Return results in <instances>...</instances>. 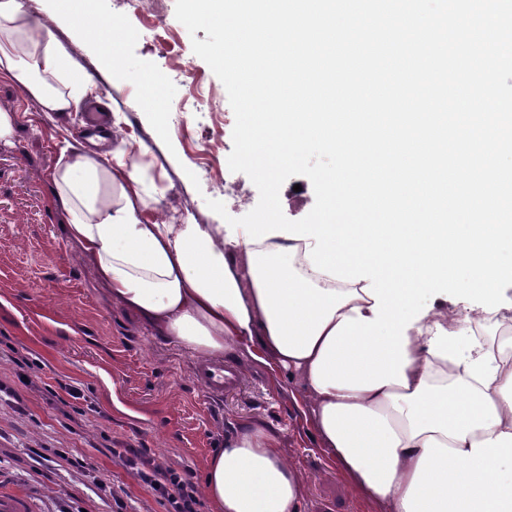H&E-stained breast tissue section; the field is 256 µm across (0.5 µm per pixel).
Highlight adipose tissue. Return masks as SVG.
I'll return each instance as SVG.
<instances>
[{
    "label": "adipose tissue",
    "instance_id": "adipose-tissue-1",
    "mask_svg": "<svg viewBox=\"0 0 512 512\" xmlns=\"http://www.w3.org/2000/svg\"><path fill=\"white\" fill-rule=\"evenodd\" d=\"M0 80L44 112L77 111L91 94L52 39L34 36L19 0H0ZM51 206L100 283L132 314L192 355L236 352L298 379L300 407L344 477L386 512H512V308L434 305L407 331L406 385L317 387L313 370L343 317L371 316L360 284L313 272L305 243H247L221 224L156 216L157 186L139 155L63 147ZM494 321L493 346L470 333ZM215 512H299L303 484L276 436L249 421L206 467Z\"/></svg>",
    "mask_w": 512,
    "mask_h": 512
}]
</instances>
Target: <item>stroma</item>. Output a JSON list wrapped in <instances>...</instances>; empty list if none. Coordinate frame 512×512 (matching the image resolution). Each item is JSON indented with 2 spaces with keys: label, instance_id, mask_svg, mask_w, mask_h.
<instances>
[{
  "label": "stroma",
  "instance_id": "obj_1",
  "mask_svg": "<svg viewBox=\"0 0 512 512\" xmlns=\"http://www.w3.org/2000/svg\"><path fill=\"white\" fill-rule=\"evenodd\" d=\"M34 34L64 48L70 71L90 82L120 117L112 148L131 143L158 187L156 212L177 209L200 224L240 218L259 193L243 173L224 172V145L235 116L222 82L193 49L204 30L188 33L164 0L162 26L173 54L143 33L130 0H96L99 27L54 14L55 0H19ZM128 38L112 56L100 46L110 23ZM189 69L177 79L176 67ZM160 79L145 96L142 78ZM183 109L180 127L169 122ZM0 109L17 112L0 144V488L27 494L32 512H169L119 451L147 449L164 468L202 487L209 457L242 422L256 419L279 438L284 461L301 476L299 512H385L343 477L318 448L312 425L296 408L297 381L247 357L225 353L243 382L206 396L194 375L197 358L127 314L96 282L92 264L49 204L61 143L84 147L80 115L43 112L25 90L0 81ZM228 187H221V180ZM81 391L72 398L71 388Z\"/></svg>",
  "mask_w": 512,
  "mask_h": 512
}]
</instances>
